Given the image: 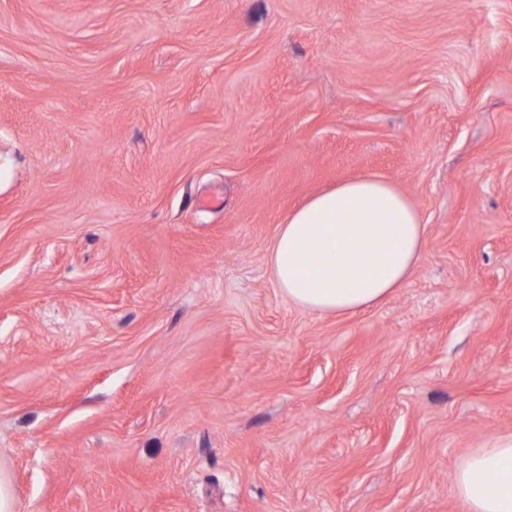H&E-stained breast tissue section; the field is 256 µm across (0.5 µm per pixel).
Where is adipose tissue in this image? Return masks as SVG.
<instances>
[{
  "mask_svg": "<svg viewBox=\"0 0 512 512\" xmlns=\"http://www.w3.org/2000/svg\"><path fill=\"white\" fill-rule=\"evenodd\" d=\"M425 224L386 180L361 176L294 209L269 253L277 288L318 315L348 316L380 303L409 279ZM467 512H512V437L474 449L455 472Z\"/></svg>",
  "mask_w": 512,
  "mask_h": 512,
  "instance_id": "ef3b65f1",
  "label": "adipose tissue"
}]
</instances>
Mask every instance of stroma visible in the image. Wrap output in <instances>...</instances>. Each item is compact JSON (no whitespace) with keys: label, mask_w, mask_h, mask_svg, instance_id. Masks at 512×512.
<instances>
[{"label":"stroma","mask_w":512,"mask_h":512,"mask_svg":"<svg viewBox=\"0 0 512 512\" xmlns=\"http://www.w3.org/2000/svg\"><path fill=\"white\" fill-rule=\"evenodd\" d=\"M426 224L349 317L289 212ZM512 436V0H0V472L16 512H464ZM425 225L386 180L361 176L294 209L270 247L277 288L318 315L348 316L380 303L409 279Z\"/></svg>","instance_id":"1"}]
</instances>
